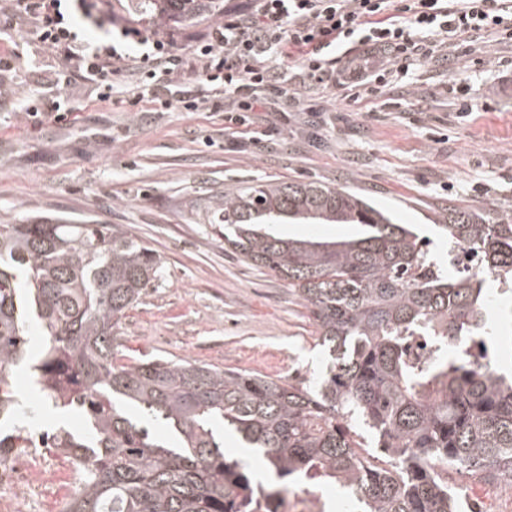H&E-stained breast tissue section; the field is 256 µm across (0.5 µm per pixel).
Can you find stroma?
<instances>
[{
	"instance_id": "obj_1",
	"label": "stroma",
	"mask_w": 512,
	"mask_h": 512,
	"mask_svg": "<svg viewBox=\"0 0 512 512\" xmlns=\"http://www.w3.org/2000/svg\"><path fill=\"white\" fill-rule=\"evenodd\" d=\"M147 31L202 32L190 19L152 15L118 0ZM12 21L17 71L0 93V224L41 220L117 224L150 245L163 278L127 309L116 329L121 362L190 360L285 382L316 376L315 331L287 281L224 248L223 225L201 205L244 182L317 181L369 195L434 250L449 208L512 220V48L474 35L468 48L422 64L413 84L359 104L328 86L300 104L255 112L226 126L220 111L147 112L97 103L98 86L67 72ZM61 96L64 120L27 121V99ZM480 109L470 112L468 101ZM289 238L360 236L355 224H274Z\"/></svg>"
}]
</instances>
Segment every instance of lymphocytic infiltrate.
<instances>
[{
    "label": "lymphocytic infiltrate",
    "instance_id": "lymphocytic-infiltrate-1",
    "mask_svg": "<svg viewBox=\"0 0 512 512\" xmlns=\"http://www.w3.org/2000/svg\"><path fill=\"white\" fill-rule=\"evenodd\" d=\"M4 16L28 19L34 40L95 82L102 100L220 108L239 125L270 96L298 101L332 83L361 102L414 79L418 62L447 58L477 31L512 45V0H226L186 48L174 33L116 20L107 0H6ZM81 22L100 39L84 38ZM345 46L352 53L337 63ZM191 76L201 90L186 89Z\"/></svg>",
    "mask_w": 512,
    "mask_h": 512
}]
</instances>
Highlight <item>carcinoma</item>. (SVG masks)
Returning <instances> with one entry per match:
<instances>
[{
    "label": "carcinoma",
    "mask_w": 512,
    "mask_h": 512,
    "mask_svg": "<svg viewBox=\"0 0 512 512\" xmlns=\"http://www.w3.org/2000/svg\"><path fill=\"white\" fill-rule=\"evenodd\" d=\"M192 14L194 0H146ZM208 209L233 252L288 282L325 353L313 385L187 360L117 361L114 329L161 279L160 255L117 225L0 224V457L46 448L75 465L62 512H261L260 482L225 434L290 490L334 484L347 512H459L448 474L512 472V369L492 360L490 275L512 281V223L448 210L450 250L480 261L446 275L427 242L347 189L240 186ZM360 224V239H286L262 225ZM45 342L33 351L29 321ZM426 342V356L414 340ZM47 405L79 414L40 440L18 420L14 367Z\"/></svg>",
    "instance_id": "obj_1"
}]
</instances>
